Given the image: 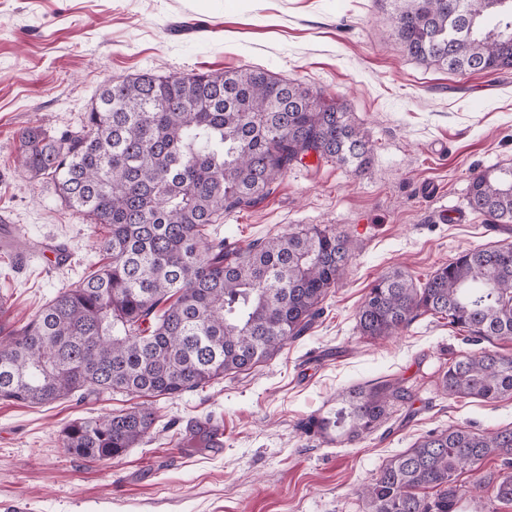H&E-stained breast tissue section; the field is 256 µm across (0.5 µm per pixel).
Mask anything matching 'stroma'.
<instances>
[{"label":"stroma","instance_id":"1","mask_svg":"<svg viewBox=\"0 0 512 512\" xmlns=\"http://www.w3.org/2000/svg\"><path fill=\"white\" fill-rule=\"evenodd\" d=\"M246 67L343 103L372 163L357 176L306 159L216 233L243 248L331 226L358 244L345 279L306 335L250 373L161 401L153 434L120 458H76L60 432L128 407L126 396L0 401V512H365L357 487L429 431L512 428V396L450 399L439 387L454 359L483 349L512 356V342L466 340L429 314L385 339L356 330L380 274L401 268L422 282L466 249L512 243V230L467 204L473 172L512 165V70L460 75L409 58L382 0H0V219L67 257L58 265L0 254L10 319L76 286L97 240L52 181L18 169L20 131L78 128L113 78ZM454 209L466 219L442 221ZM378 379L403 381L413 398L372 435L330 444L299 430L333 411L341 391ZM208 417L222 426L223 447H178L175 434Z\"/></svg>","mask_w":512,"mask_h":512}]
</instances>
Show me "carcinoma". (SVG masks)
<instances>
[{"instance_id":"obj_1","label":"carcinoma","mask_w":512,"mask_h":512,"mask_svg":"<svg viewBox=\"0 0 512 512\" xmlns=\"http://www.w3.org/2000/svg\"><path fill=\"white\" fill-rule=\"evenodd\" d=\"M391 35L412 59L453 73L512 69V0H388ZM18 168L48 178L73 212L103 231L107 263L26 321H5L0 301V401L47 405L73 395L124 393L142 402L73 421L61 444L80 459L111 460L151 435L158 403L271 360L323 314L356 246L331 227L229 248L211 227L253 207L290 167L310 156L354 175L371 144L352 113L293 80L261 69L109 80L85 124L19 134ZM468 205L512 224V167L469 181ZM438 315L476 342L512 339V244L459 253L417 283L395 268L375 279L356 327L393 336ZM450 398L512 395V357L482 350L439 378ZM412 394L399 381L352 386L341 407L299 429L352 442L384 424ZM224 434L206 419L178 439L214 448ZM488 457L512 467V428L481 435L432 432L393 456L357 490L366 512H457L458 476ZM512 503V475L493 485Z\"/></svg>"}]
</instances>
